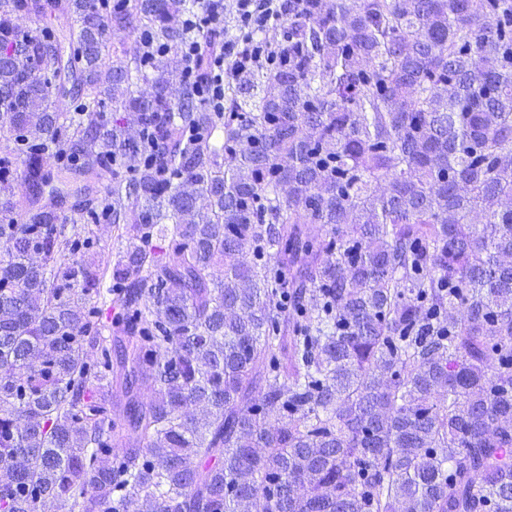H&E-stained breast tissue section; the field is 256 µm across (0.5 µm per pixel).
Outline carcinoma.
Masks as SVG:
<instances>
[{
    "instance_id": "carcinoma-1",
    "label": "carcinoma",
    "mask_w": 512,
    "mask_h": 512,
    "mask_svg": "<svg viewBox=\"0 0 512 512\" xmlns=\"http://www.w3.org/2000/svg\"><path fill=\"white\" fill-rule=\"evenodd\" d=\"M189 10L0 0V512H512V0H299L222 112ZM86 233L82 232L83 237H91L94 245L89 250L80 249L76 253L75 260L81 262L83 260L93 261L101 266H112L118 260V249L112 242V231L106 223L86 224Z\"/></svg>"
}]
</instances>
